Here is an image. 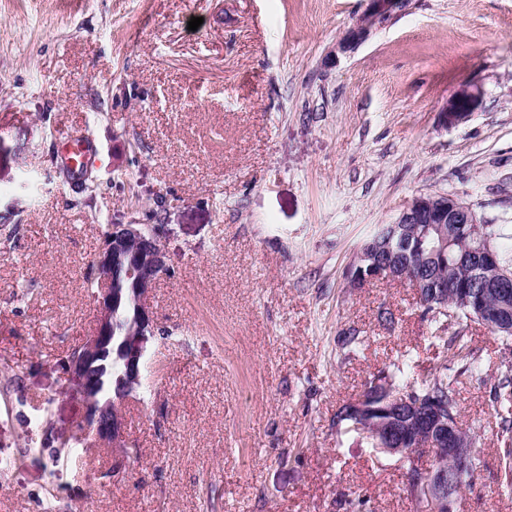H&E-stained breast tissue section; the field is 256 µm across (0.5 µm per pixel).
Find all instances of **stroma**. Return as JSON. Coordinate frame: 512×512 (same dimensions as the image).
<instances>
[{
	"instance_id": "obj_1",
	"label": "stroma",
	"mask_w": 512,
	"mask_h": 512,
	"mask_svg": "<svg viewBox=\"0 0 512 512\" xmlns=\"http://www.w3.org/2000/svg\"><path fill=\"white\" fill-rule=\"evenodd\" d=\"M366 7L0 0V512H42L49 490L56 512H419L400 462L334 420L370 374L438 351L415 288L345 273L419 194L512 225V0H410L332 57ZM469 84L481 106L443 126ZM68 135L96 150L86 179L57 167ZM131 222L162 225L170 270L151 296L162 370L126 410L137 453L116 483L61 359L94 327L101 225ZM351 326L367 343L343 362ZM467 336L480 469L456 512H512L488 408L512 355ZM64 441L78 458L55 481L38 449ZM483 91L480 86L469 84L459 88L440 112V121L446 127L456 126L466 121L482 102Z\"/></svg>"
}]
</instances>
